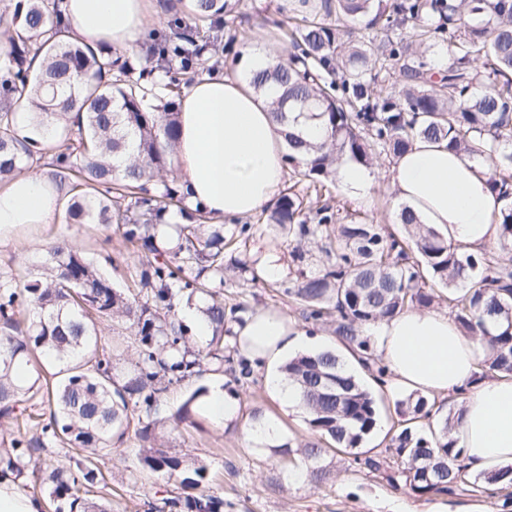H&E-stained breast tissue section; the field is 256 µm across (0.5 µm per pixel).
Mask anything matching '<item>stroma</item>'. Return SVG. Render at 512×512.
Returning a JSON list of instances; mask_svg holds the SVG:
<instances>
[{
  "label": "stroma",
  "instance_id": "stroma-1",
  "mask_svg": "<svg viewBox=\"0 0 512 512\" xmlns=\"http://www.w3.org/2000/svg\"><path fill=\"white\" fill-rule=\"evenodd\" d=\"M283 18L281 0H240L237 12L228 17L219 35L216 69L234 73L242 50L266 46L273 53L283 47V32L278 24ZM394 161L385 155L374 156L369 169L374 176L369 205L356 204L340 187L332 183L321 193L323 201L339 209L341 215L360 214L383 231L400 233L398 214L401 206L390 187V169ZM253 230L247 240L248 260L269 257L276 272L252 283L224 276V328L233 331L241 319L258 309L277 311L294 321L310 338L334 340L333 327L323 322L301 318L285 291L301 277L293 261L295 239L282 237L260 226L257 215L228 218L225 235L239 231L243 224ZM53 237H65L82 248L90 259H97L104 238H111L114 263L108 273L116 286H125L133 273L136 258L124 246L118 228L100 224H69L58 219L54 224H27L15 230L11 239L0 245V273L26 279L36 272L43 244ZM265 369H255L252 376L233 383L219 379L217 373L172 386L164 398L168 410H176L196 388L223 381L225 389L236 390V417L216 424L206 410H198L193 422L184 423L169 434L170 450L202 460L207 466L205 493L224 501L223 512H419L424 504L440 502L452 512H512V503L497 487L485 484L472 490L458 488L451 493L418 495L408 486H392L386 475L367 468L366 459H384L391 443L388 412H381L377 427L354 450L329 452L325 462L330 470L321 484L310 479H295L284 456L249 441L246 430L252 413L279 423L281 441L305 442L309 436L306 417L289 414L265 383ZM143 446L135 432L113 439L112 450L99 457L97 465L106 478L112 512H144L145 501H158L159 494L171 487L165 478L143 471L138 457Z\"/></svg>",
  "mask_w": 512,
  "mask_h": 512
}]
</instances>
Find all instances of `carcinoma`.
Masks as SVG:
<instances>
[{
  "mask_svg": "<svg viewBox=\"0 0 512 512\" xmlns=\"http://www.w3.org/2000/svg\"><path fill=\"white\" fill-rule=\"evenodd\" d=\"M60 2L23 0L13 21L25 35L3 31L9 67L0 74V185L55 167L67 221L117 225L137 264L130 285L119 289L70 240L56 238L25 283L0 274V419L11 431L0 448V472L22 477L33 461L32 474L49 488L56 512H110L83 494L104 481L95 459L136 420L135 433L149 443L142 466L177 481L178 495L164 504L220 512L224 502L200 492L206 466L171 452L164 440L167 426L192 419L206 389L194 390L170 415L159 406L170 386L209 369L222 372L226 362L249 377L239 343H224L221 294L224 271L243 278L254 269L242 259L224 264L225 250L238 247L239 238H224V225L209 223L201 206L188 207L177 179H167L177 161L179 97L169 74L211 69L214 42L184 24L182 14L218 30L240 0H190L186 11L184 0H158L169 33H149L145 52L136 55L71 41ZM291 11L288 60L254 73L250 85L258 93L278 88L274 117L318 120L328 140L313 145L286 133V164L323 184L336 180L344 156L367 165L377 154L399 157L418 138L446 139L448 147L482 159L506 205L499 217L503 253L473 255L458 253L405 208L399 219L407 237L400 238L358 217L342 224L329 204H306L285 189L263 222L300 242L319 241L326 257L322 269L286 293L305 320L332 319L336 338L364 363L372 344L361 326L427 308L443 287L459 326L481 334L486 371L511 375L512 0H298ZM406 24L408 35L396 41L353 40L360 25L388 31ZM431 42L448 50L444 69L404 65L398 88L376 89L387 62ZM23 95L35 125L21 137L15 116ZM45 117L55 121L49 153ZM177 298L203 304L211 328L206 341L193 340L178 319ZM491 322L507 329L493 334ZM116 323L134 336L128 367L127 351L101 345ZM282 370L299 386L312 439L274 451L312 464L310 478L319 484L329 475L320 461L331 447L356 448L375 429L377 399L342 371L331 350L293 358ZM29 401L49 410L48 419L27 412L22 403ZM434 407L423 397L395 403L396 415L411 421H397L395 464L418 494L476 484L452 437L455 414L436 420ZM62 445L86 456L63 460L52 452ZM487 480L512 488V464Z\"/></svg>",
  "mask_w": 512,
  "mask_h": 512,
  "instance_id": "1",
  "label": "carcinoma"
}]
</instances>
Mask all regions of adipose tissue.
<instances>
[{"instance_id": "1", "label": "adipose tissue", "mask_w": 512, "mask_h": 512, "mask_svg": "<svg viewBox=\"0 0 512 512\" xmlns=\"http://www.w3.org/2000/svg\"><path fill=\"white\" fill-rule=\"evenodd\" d=\"M61 7L72 40L123 50L141 48L146 21L159 12L157 0H63ZM269 61L265 50L249 49L239 58L240 75L198 78L180 102L179 174L189 202L214 219L256 212L272 202L283 180L286 128L274 118L270 97L257 95L245 80ZM52 173L47 165L0 187V239L25 224L56 221L65 196ZM391 184L417 220L444 232L459 252L498 247L496 217L504 201L478 157L419 140L396 159ZM236 332L251 364L266 366L269 388L297 407L298 387L277 365L288 353L311 350L313 340L269 310L247 314ZM361 333L374 341L387 369L386 392L458 395L454 436L474 470L487 474L512 464V377L483 372L480 336L461 329L448 311L417 309L364 325Z\"/></svg>"}]
</instances>
